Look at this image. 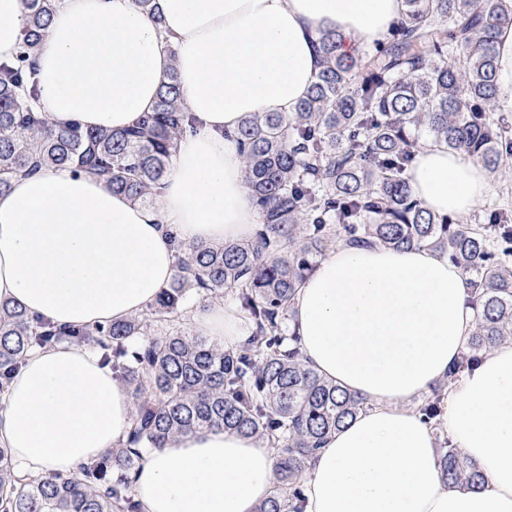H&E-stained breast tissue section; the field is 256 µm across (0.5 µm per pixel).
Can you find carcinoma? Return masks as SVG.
Returning a JSON list of instances; mask_svg holds the SVG:
<instances>
[{
    "label": "carcinoma",
    "mask_w": 512,
    "mask_h": 512,
    "mask_svg": "<svg viewBox=\"0 0 512 512\" xmlns=\"http://www.w3.org/2000/svg\"><path fill=\"white\" fill-rule=\"evenodd\" d=\"M21 48L0 63V192L42 165L102 178L134 204L157 199L188 128L175 69L153 112L123 130L51 129L34 106V54L55 0H25ZM404 18L373 50L340 53L343 36L319 32L321 69L291 113L248 115L238 137L246 180L261 210L254 239L178 248L175 274L155 302L127 319L58 326L0 301V394L27 355L66 343L93 345L137 400L126 440L69 477L22 475L0 446V512H141L132 474L151 450L222 426L267 441L278 482L258 512H302V483L324 441L366 406L311 369L294 333L298 288L332 248L420 245L448 255L467 279L476 324L460 359L419 413L440 429L447 388L495 344L512 341V217L454 224L411 191L421 135L480 161L491 174L512 156V124L496 115L495 42L512 24V0H404ZM230 290L248 316L245 341L223 346L151 323L186 313L190 291ZM448 485L477 486L482 474L439 435Z\"/></svg>",
    "instance_id": "obj_1"
}]
</instances>
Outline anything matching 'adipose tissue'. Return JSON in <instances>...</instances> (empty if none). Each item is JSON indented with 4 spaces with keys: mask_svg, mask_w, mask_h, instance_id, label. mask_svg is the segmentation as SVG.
<instances>
[{
    "mask_svg": "<svg viewBox=\"0 0 512 512\" xmlns=\"http://www.w3.org/2000/svg\"><path fill=\"white\" fill-rule=\"evenodd\" d=\"M155 25L134 0H59L37 57V106L48 125L121 130L152 111L176 70L181 138L155 205L103 181L44 166L0 192V300L60 325L119 321L145 310L184 245L252 239L261 214L233 134L246 116L291 112L319 70L316 35L343 52L384 41L403 0H156ZM23 0H0V63L26 25ZM499 103L512 110V25L496 42ZM413 195L439 215L468 214L491 190L476 159L422 144ZM296 333L306 362L368 407L310 462L304 512H512V342L490 348L453 384L441 426L484 476L448 488L433 428L409 402L460 356L475 325L468 286L447 255L339 246L299 288ZM214 342L243 340L231 303L192 317ZM133 397L95 349L29 353L0 401V444L18 472L71 475L123 440ZM277 481L267 442L221 428L192 431L147 455L133 477L142 512H257Z\"/></svg>",
    "mask_w": 512,
    "mask_h": 512,
    "instance_id": "adipose-tissue-1",
    "label": "adipose tissue"
}]
</instances>
